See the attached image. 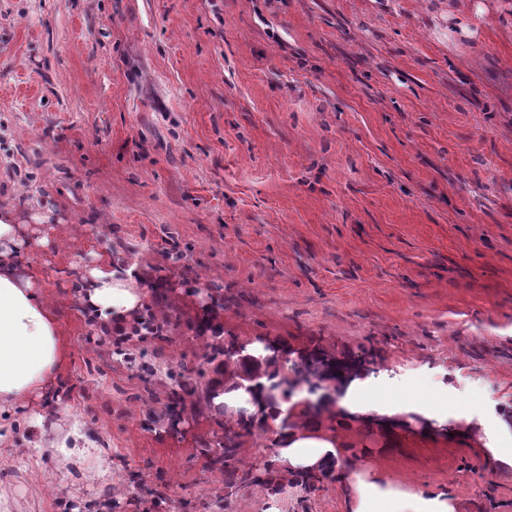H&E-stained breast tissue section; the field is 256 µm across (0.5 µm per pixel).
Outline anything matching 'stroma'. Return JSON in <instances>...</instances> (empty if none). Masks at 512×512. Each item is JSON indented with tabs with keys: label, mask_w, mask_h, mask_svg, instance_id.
Wrapping results in <instances>:
<instances>
[{
	"label": "stroma",
	"mask_w": 512,
	"mask_h": 512,
	"mask_svg": "<svg viewBox=\"0 0 512 512\" xmlns=\"http://www.w3.org/2000/svg\"><path fill=\"white\" fill-rule=\"evenodd\" d=\"M0 210L49 240L29 264L66 343L0 445V512H350L213 413L219 348L258 338L364 362L379 398L447 391L490 446L361 427L343 470L512 512V0H0ZM95 254L137 267L160 335L90 322ZM35 409L79 464L34 447Z\"/></svg>",
	"instance_id": "stroma-1"
}]
</instances>
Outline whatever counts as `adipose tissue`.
I'll return each mask as SVG.
<instances>
[{
  "instance_id": "adipose-tissue-1",
  "label": "adipose tissue",
  "mask_w": 512,
  "mask_h": 512,
  "mask_svg": "<svg viewBox=\"0 0 512 512\" xmlns=\"http://www.w3.org/2000/svg\"><path fill=\"white\" fill-rule=\"evenodd\" d=\"M15 214L0 211V416L18 404L44 397L65 359L56 319L45 305L37 278L28 270L29 243ZM79 285L85 311L98 320L124 325L145 304L140 278L131 266L106 256L80 267ZM246 354L260 360V376L244 382L232 372L218 376L209 392L216 413L233 412L242 423L278 429L283 417L294 420L278 439V461L289 475L326 473L348 484L355 493L352 512H452L447 503L424 494L382 488L380 482L341 470L339 452L345 435L357 423L375 427L400 426L413 420L432 424L452 422L454 433L477 443L490 434L474 413L449 414L430 410L417 396L375 399V377L360 375L326 392L328 418L297 420L296 407L278 397L277 387L290 376V365L279 349L252 341Z\"/></svg>"
}]
</instances>
